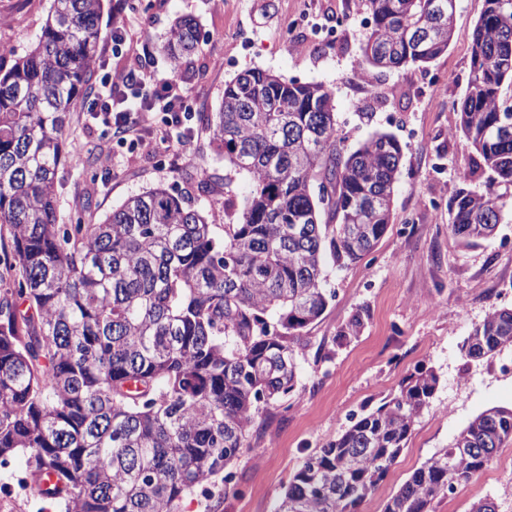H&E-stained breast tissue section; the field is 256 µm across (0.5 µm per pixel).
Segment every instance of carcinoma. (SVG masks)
<instances>
[{
  "label": "carcinoma",
  "mask_w": 512,
  "mask_h": 512,
  "mask_svg": "<svg viewBox=\"0 0 512 512\" xmlns=\"http://www.w3.org/2000/svg\"><path fill=\"white\" fill-rule=\"evenodd\" d=\"M453 0H365L371 15L359 68L431 63L454 36ZM101 0H51L38 44L0 70V224L11 229L15 288L0 289V461L26 460L56 482L40 495L61 512H178L208 483L211 500L238 494L231 464L260 405L297 382L294 344L332 293L325 255L362 260L391 223L402 147L377 132L347 152L334 93L250 68L202 116L212 143L248 176L247 205L215 225L159 185L98 223H59L57 174L67 114L87 93L102 40ZM199 44L196 20H175L160 51L175 66ZM512 0H483L470 79L453 102L455 131L489 173L461 187L448 231L472 247L491 237L512 185ZM334 183L329 200L316 193ZM366 311L338 331L356 338ZM512 347V309L492 308L460 351L479 360ZM439 378L422 367L334 441L303 460L275 512H354L387 478ZM457 444L416 468L384 512H430L435 499L482 470L512 439V408L477 415Z\"/></svg>",
  "instance_id": "carcinoma-1"
}]
</instances>
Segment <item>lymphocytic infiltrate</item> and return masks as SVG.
<instances>
[{"mask_svg":"<svg viewBox=\"0 0 512 512\" xmlns=\"http://www.w3.org/2000/svg\"><path fill=\"white\" fill-rule=\"evenodd\" d=\"M81 109L120 138L129 139L131 145L145 146L158 136L176 153L190 140L187 121L196 107L193 98L173 79L129 68L105 72ZM156 114L161 115L164 125L160 133L151 122Z\"/></svg>","mask_w":512,"mask_h":512,"instance_id":"1","label":"lymphocytic infiltrate"}]
</instances>
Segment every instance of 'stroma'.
I'll return each instance as SVG.
<instances>
[{
	"instance_id": "stroma-1",
	"label": "stroma",
	"mask_w": 512,
	"mask_h": 512,
	"mask_svg": "<svg viewBox=\"0 0 512 512\" xmlns=\"http://www.w3.org/2000/svg\"><path fill=\"white\" fill-rule=\"evenodd\" d=\"M482 0H457L455 33L435 61L399 71L372 70L366 81L352 73L365 30L364 0H104L102 27L131 22L134 51L112 52L103 40L99 57L112 70L141 65L168 76L159 44L181 15L196 19L200 42L177 77L192 96L191 140L179 157L160 141L134 150L112 132L70 112L66 135L76 149L61 166L56 183L63 223L81 208L102 221L128 197L162 185L203 208L209 223H231L242 209L250 183L211 144L203 114L218 111L224 85L246 68L284 78L318 82L335 92L336 119L348 149L377 132L394 134L403 152L393 218L385 236L363 260L346 266L325 264V286L334 291L323 315L302 331L297 351L298 380L287 407H261L233 470L239 495L220 505L186 496L180 512H273L306 455L334 440L352 416L376 408L397 393L416 368L433 369L439 386L414 425L406 448L386 480L358 512H383L386 501L434 453L488 408L512 407V348L469 361L460 346L491 307H512V212H505L494 238L466 248L448 235V199L459 176L471 171L469 186L485 191L488 175L474 171L472 149L455 135L451 109L470 77L472 30ZM50 0H0V42L11 44L0 65L11 66L37 43ZM312 15L318 30L294 27ZM351 20L340 42L327 46L318 32L339 15ZM454 74L446 92L435 78ZM114 171H107L108 157ZM207 180L210 191L197 184ZM233 210H225V201ZM365 325L350 343L333 342L337 330L358 309ZM490 499L496 512H512V440L485 468L438 498L434 512H468L473 501Z\"/></svg>"
}]
</instances>
